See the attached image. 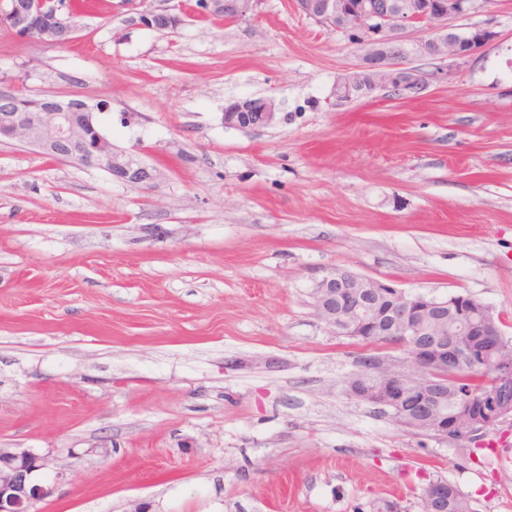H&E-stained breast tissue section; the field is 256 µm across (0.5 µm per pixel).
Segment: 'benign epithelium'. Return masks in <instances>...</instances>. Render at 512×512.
<instances>
[{
	"label": "benign epithelium",
	"instance_id": "obj_1",
	"mask_svg": "<svg viewBox=\"0 0 512 512\" xmlns=\"http://www.w3.org/2000/svg\"><path fill=\"white\" fill-rule=\"evenodd\" d=\"M480 0H292L293 8L314 24L339 33L362 51L357 70L336 83L335 96L350 101L388 89L400 96H419L429 86V74L407 65L419 55L443 63L462 60L496 38L483 26H454L448 21L474 12ZM261 0H197L194 10L204 17H220L235 22L257 15ZM45 0H14L9 14L16 32L23 37L51 45L70 43L78 31V18L67 10L49 14L38 29L31 28L42 15ZM177 7L152 9L134 5L127 24L150 30L170 26ZM19 104L8 94L0 95V137L22 138L45 153L105 169L118 181L147 186L156 178L155 170L114 151L94 121V113L109 109L106 103L52 99L30 112L18 111ZM278 119L274 100L253 97L236 100L224 111V125L241 129H263ZM95 141L88 144V130ZM314 307L328 326L341 324L351 336L360 335L371 312L382 323L384 336H401L395 343L409 348L408 362L414 375L400 374L380 358L370 370L384 376L379 385L369 376L354 375L349 396L393 419L434 417L429 433L446 440L477 441L512 420V397L494 389L479 396L459 399L449 412L440 410L448 393L434 382L429 371L438 366L476 359L471 345L448 341L449 333L434 328L448 323L445 298L426 293H406L377 280L337 269L316 282ZM467 335L477 339L502 335L500 328L475 319ZM51 459L30 448H0V512H31L49 488L43 476ZM448 489L429 482L420 497L422 512H446Z\"/></svg>",
	"mask_w": 512,
	"mask_h": 512
}]
</instances>
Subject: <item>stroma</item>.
Listing matches in <instances>:
<instances>
[{
  "label": "stroma",
  "instance_id": "stroma-1",
  "mask_svg": "<svg viewBox=\"0 0 512 512\" xmlns=\"http://www.w3.org/2000/svg\"><path fill=\"white\" fill-rule=\"evenodd\" d=\"M94 0L73 42L0 29V94L109 102L150 186L0 142V448L49 455L33 512H419L429 480L512 512V420L478 449L351 399L364 348L316 315L346 269L467 294L512 337V0L460 18L494 41L419 96L334 95L360 53L262 0L128 26ZM271 97V127L224 125ZM261 0H197L194 11L203 17H220L235 22L257 15Z\"/></svg>",
  "mask_w": 512,
  "mask_h": 512
}]
</instances>
